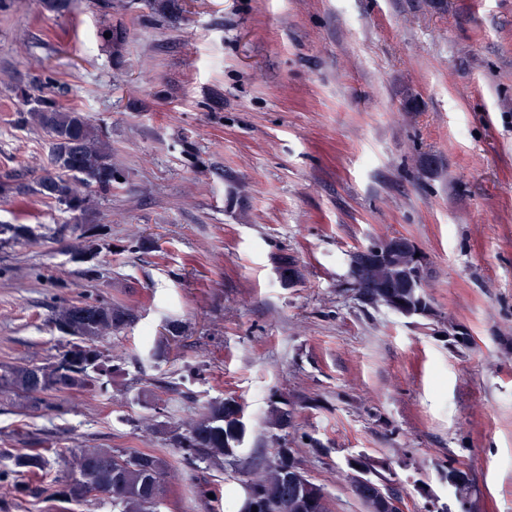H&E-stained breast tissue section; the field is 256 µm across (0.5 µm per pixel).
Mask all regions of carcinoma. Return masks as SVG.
Returning a JSON list of instances; mask_svg holds the SVG:
<instances>
[{
	"instance_id": "carcinoma-1",
	"label": "carcinoma",
	"mask_w": 512,
	"mask_h": 512,
	"mask_svg": "<svg viewBox=\"0 0 512 512\" xmlns=\"http://www.w3.org/2000/svg\"><path fill=\"white\" fill-rule=\"evenodd\" d=\"M41 84L20 95L17 123L44 132L49 138L51 167L36 177L32 191L44 199L84 215L96 197L112 191L122 176L112 163V147L103 130L82 113L63 107ZM72 259L88 262L99 250L103 236L99 225L77 226ZM32 235L27 224H0V244L18 242ZM129 314L105 301L63 302L49 317L50 327L66 338L64 350L39 364L0 366V394L24 398L25 409L38 412L50 407L51 392L92 391L98 376L110 369L112 355L102 341L127 325ZM231 400L212 402L203 417L181 433L167 425L153 424L168 434L170 444L198 460L232 458L246 435L242 407H228ZM293 411L288 399L271 403L266 425L276 447L286 446ZM62 475L54 479L51 498L82 504L91 497H105L118 512H157L171 464L164 456L139 453L123 456L112 448H76L62 457ZM51 461L37 448L0 451V479H15L16 490L26 496L41 489L33 480L50 473ZM258 493L261 512H295L290 507L288 471L272 461L247 484V495Z\"/></svg>"
}]
</instances>
